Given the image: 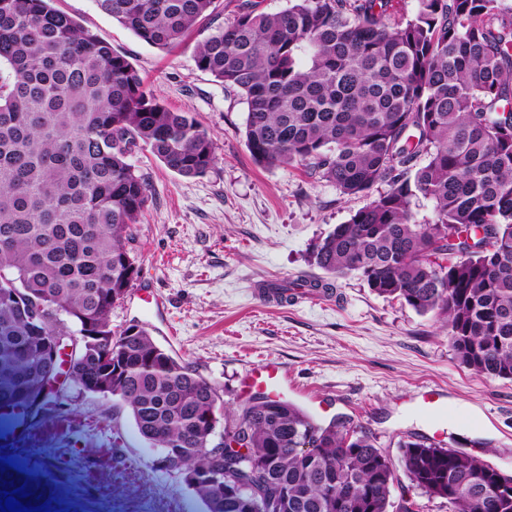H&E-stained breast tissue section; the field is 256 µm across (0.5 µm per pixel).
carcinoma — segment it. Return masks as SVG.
I'll use <instances>...</instances> for the list:
<instances>
[{"instance_id":"1","label":"carcinoma","mask_w":512,"mask_h":512,"mask_svg":"<svg viewBox=\"0 0 512 512\" xmlns=\"http://www.w3.org/2000/svg\"><path fill=\"white\" fill-rule=\"evenodd\" d=\"M51 2L0 0V409L37 429L60 405L48 376L85 392L110 381L157 468L178 473L204 512H423L413 497L393 500L398 467L448 512H512V476L477 456L406 440L395 464L365 430L321 425L263 393L226 411L217 386L146 326L108 337L152 202L131 157L146 148L194 178L213 167L216 147ZM95 3L168 50L214 0ZM259 6L238 0L193 51L199 70L242 95L252 159L300 165L343 196L378 192L317 247L326 277L263 288L286 303L331 296L357 274L376 295L435 314L461 365L512 380V7L417 0L395 25L392 0ZM421 200L432 211L420 220ZM67 320L98 337L49 370L43 351ZM7 471L33 502L47 500L40 479Z\"/></svg>"}]
</instances>
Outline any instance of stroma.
<instances>
[{
	"label": "stroma",
	"mask_w": 512,
	"mask_h": 512,
	"mask_svg": "<svg viewBox=\"0 0 512 512\" xmlns=\"http://www.w3.org/2000/svg\"><path fill=\"white\" fill-rule=\"evenodd\" d=\"M54 7L128 57L147 90L197 120L216 144L204 176L184 178L146 150L132 161L148 173L153 200L137 226L131 254L135 288L158 294L160 315L126 296L112 309V329L152 324L159 344L216 384L235 408L252 393L247 370L263 359L288 371V399L317 422L340 420L370 430L398 459L414 438L482 458L512 475V381L488 379L455 358L434 314H421L373 293L358 276L338 282L335 296L288 304L258 299L271 280L313 279L317 246L366 205L298 167L256 165L245 144L243 97L193 59L197 35L170 51L152 47L100 12L94 0H54ZM435 387L471 417L434 435L413 406ZM6 456L52 488L51 512H199L175 473L159 470L156 453L112 397L75 388L37 430L0 418Z\"/></svg>",
	"instance_id": "35a3bbf8"
}]
</instances>
